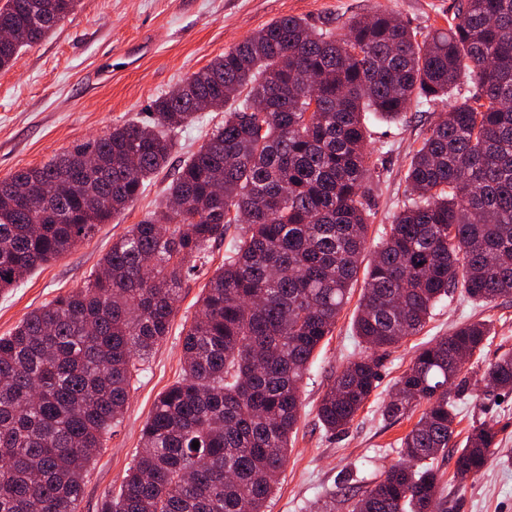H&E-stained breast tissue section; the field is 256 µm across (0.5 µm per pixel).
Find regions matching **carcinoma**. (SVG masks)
<instances>
[{"label": "carcinoma", "mask_w": 512, "mask_h": 512, "mask_svg": "<svg viewBox=\"0 0 512 512\" xmlns=\"http://www.w3.org/2000/svg\"><path fill=\"white\" fill-rule=\"evenodd\" d=\"M78 2L6 0L0 30L12 38L0 39V69ZM451 95L410 159L417 198L362 272L355 333L376 355L350 362L320 402L319 421L339 431L371 396L381 357L420 332L448 291L484 303L512 295V0H458L448 29L421 39L386 11L353 18L339 36L280 18L155 99L146 119L1 180L3 292L125 211L167 166L169 133L194 118L196 102L224 113L85 287L0 336V512H78L134 377L168 334L182 279L228 224L244 230L185 332L183 377L158 395L101 512H264L299 419V384L360 273L367 123ZM253 100L264 111H249ZM490 335L489 324L466 323L419 349L384 415L423 411L400 440L402 462L352 512L447 507L434 462L453 440L452 396L467 390L451 360ZM483 379L512 392V356L489 363ZM496 445L493 425L474 426L454 477L479 473Z\"/></svg>", "instance_id": "obj_1"}]
</instances>
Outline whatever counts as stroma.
Instances as JSON below:
<instances>
[{
    "mask_svg": "<svg viewBox=\"0 0 512 512\" xmlns=\"http://www.w3.org/2000/svg\"><path fill=\"white\" fill-rule=\"evenodd\" d=\"M455 5L456 0H80L47 38L23 48L12 67L0 70V179L42 165L112 126L145 119L152 100L278 18L301 17L340 34L352 16L386 10L410 28L426 32L447 27ZM443 113L440 106L414 105L404 121L369 122L368 140L379 177L370 200L368 250H375L395 215L410 202V157ZM222 118L219 112H201L178 130L171 166L196 152ZM168 182V174L159 173L110 223L99 225L18 288L0 292V336L32 310L84 287L113 238L155 209ZM237 234L233 228L214 241L205 266L183 280L169 333L135 379L124 417L113 426L85 483L79 512H100L105 495L118 491L156 398L182 377L185 329L198 314L204 286L223 265ZM361 292V284H354L331 336L314 354L300 387V420L288 460L265 512H320L330 493L336 496V512H350L349 497L400 460V440L415 420L389 421L382 409L417 350L477 320L491 321L493 332L483 351L464 366L469 389L455 402L454 439L464 440L473 424L486 421L498 432V446L492 462L462 482L453 477V460L443 459V490L449 512H512V393L486 390L481 381L488 363L512 354V296L483 304L454 292L437 303L422 331L381 360L377 387L348 428L332 433L319 422L317 409L334 377L366 352L353 329Z\"/></svg>",
    "mask_w": 512,
    "mask_h": 512,
    "instance_id": "stroma-1",
    "label": "stroma"
}]
</instances>
